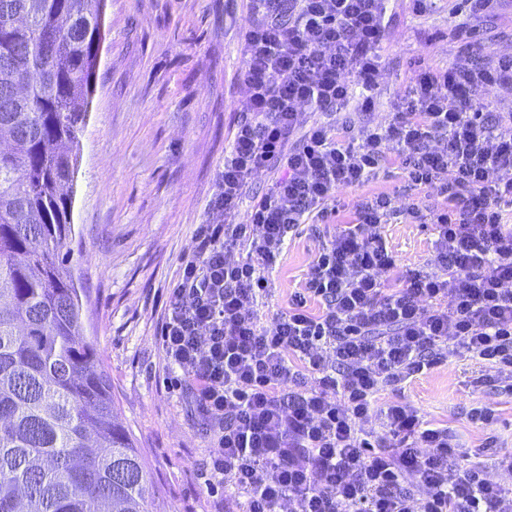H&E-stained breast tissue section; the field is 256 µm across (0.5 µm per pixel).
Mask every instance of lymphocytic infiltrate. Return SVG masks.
Wrapping results in <instances>:
<instances>
[{
    "instance_id": "lymphocytic-infiltrate-1",
    "label": "lymphocytic infiltrate",
    "mask_w": 512,
    "mask_h": 512,
    "mask_svg": "<svg viewBox=\"0 0 512 512\" xmlns=\"http://www.w3.org/2000/svg\"><path fill=\"white\" fill-rule=\"evenodd\" d=\"M250 6L248 103L213 201L224 219L198 225L160 327L213 432L207 491H233L224 512H512V487L460 466L447 428L377 405L452 345L512 383V112L480 99L512 85V57L423 71L392 123L356 137L331 116L374 107L390 0ZM390 160L413 188L439 185L442 203L342 200ZM261 169L270 191L238 221ZM339 214L305 288L263 317L265 270L288 234ZM399 216L433 225V268L396 274L379 227Z\"/></svg>"
}]
</instances>
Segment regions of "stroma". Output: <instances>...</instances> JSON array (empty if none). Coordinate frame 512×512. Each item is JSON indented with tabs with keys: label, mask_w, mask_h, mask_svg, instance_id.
Returning a JSON list of instances; mask_svg holds the SVG:
<instances>
[{
	"label": "stroma",
	"mask_w": 512,
	"mask_h": 512,
	"mask_svg": "<svg viewBox=\"0 0 512 512\" xmlns=\"http://www.w3.org/2000/svg\"><path fill=\"white\" fill-rule=\"evenodd\" d=\"M455 0H438L416 14L411 0H393L381 46L375 108L365 116L388 125L391 104L420 70L466 61L468 43L483 60L512 57V0H493L469 17L470 40L457 35ZM248 0H106L105 40L74 179L71 233L65 243L81 289L82 319L104 360L119 421L132 433L151 473L155 512H215L205 486L210 426L189 384L177 378L159 341L167 290L182 255L196 246L198 225L216 221L211 208L224 169V148L244 112L241 42ZM374 192L395 206L440 201L434 187L411 189L396 164L344 190L346 198ZM330 227L297 225L267 274L260 310L288 305L305 284ZM381 233L401 269L436 261L431 225L393 222ZM382 402L406 401L434 425L448 426L461 445L460 463H491L485 438L512 449V395L495 372L449 351L428 373L390 387ZM495 409L490 424L474 423L472 408Z\"/></svg>",
	"instance_id": "35a3bbf8"
}]
</instances>
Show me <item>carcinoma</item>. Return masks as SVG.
<instances>
[{"mask_svg": "<svg viewBox=\"0 0 512 512\" xmlns=\"http://www.w3.org/2000/svg\"><path fill=\"white\" fill-rule=\"evenodd\" d=\"M98 0H0V512H153L65 241Z\"/></svg>", "mask_w": 512, "mask_h": 512, "instance_id": "1", "label": "carcinoma"}]
</instances>
